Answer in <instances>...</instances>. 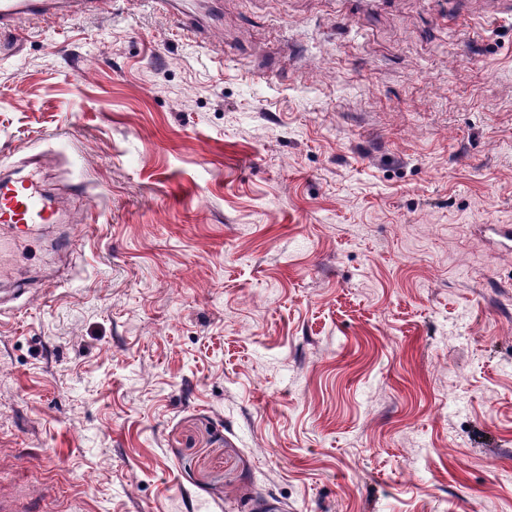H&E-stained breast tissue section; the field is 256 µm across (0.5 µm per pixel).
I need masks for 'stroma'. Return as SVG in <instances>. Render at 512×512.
<instances>
[{
	"label": "stroma",
	"mask_w": 512,
	"mask_h": 512,
	"mask_svg": "<svg viewBox=\"0 0 512 512\" xmlns=\"http://www.w3.org/2000/svg\"><path fill=\"white\" fill-rule=\"evenodd\" d=\"M148 0L0 33V489L40 512H512V17ZM265 77H258V70ZM76 183L88 192L73 193ZM178 20V29L189 39L208 44L223 27L221 0H152ZM62 208L42 187L35 174L0 180V279L3 280L7 258L19 238L38 224L63 220Z\"/></svg>",
	"instance_id": "stroma-1"
}]
</instances>
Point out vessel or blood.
I'll list each match as a JSON object with an SVG mask.
<instances>
[{
    "instance_id": "b4317fda",
    "label": "vessel or blood",
    "mask_w": 512,
    "mask_h": 512,
    "mask_svg": "<svg viewBox=\"0 0 512 512\" xmlns=\"http://www.w3.org/2000/svg\"><path fill=\"white\" fill-rule=\"evenodd\" d=\"M176 17L189 39L209 43L223 26L222 0H153ZM103 0H0V31L17 30L26 19L84 17L101 9ZM63 219L62 208L42 187L36 175L0 179V275L17 238L41 224Z\"/></svg>"
}]
</instances>
